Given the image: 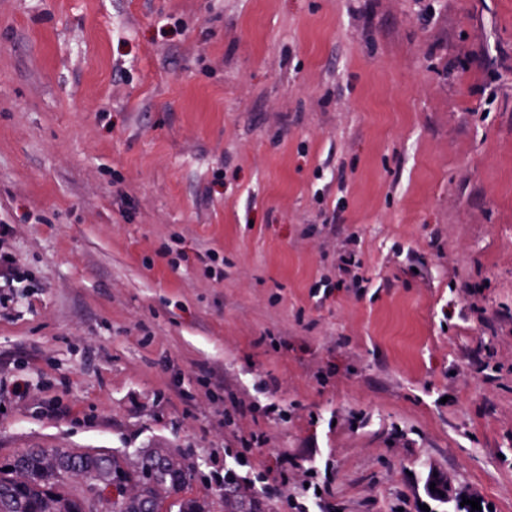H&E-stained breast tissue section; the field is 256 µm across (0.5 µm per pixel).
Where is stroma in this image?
<instances>
[{"instance_id":"1","label":"stroma","mask_w":512,"mask_h":512,"mask_svg":"<svg viewBox=\"0 0 512 512\" xmlns=\"http://www.w3.org/2000/svg\"><path fill=\"white\" fill-rule=\"evenodd\" d=\"M0 249V466L512 512V0H0Z\"/></svg>"}]
</instances>
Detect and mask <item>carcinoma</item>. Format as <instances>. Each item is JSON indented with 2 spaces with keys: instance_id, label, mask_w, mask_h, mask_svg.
Wrapping results in <instances>:
<instances>
[{
  "instance_id": "1",
  "label": "carcinoma",
  "mask_w": 512,
  "mask_h": 512,
  "mask_svg": "<svg viewBox=\"0 0 512 512\" xmlns=\"http://www.w3.org/2000/svg\"><path fill=\"white\" fill-rule=\"evenodd\" d=\"M76 458L94 476L105 473L116 476L134 477L142 482L150 504L168 498L181 491L191 479L190 469L169 472L157 468L152 461V451L147 450L141 456L137 470H126L116 456L78 455L63 448H43L36 453H29L25 459H14L7 466H0V512H91L88 499L82 491L68 493L59 491L63 485L61 470L48 461V457ZM23 466L26 482L15 485L12 482V469ZM224 512H261L257 501L241 493L224 496Z\"/></svg>"
}]
</instances>
